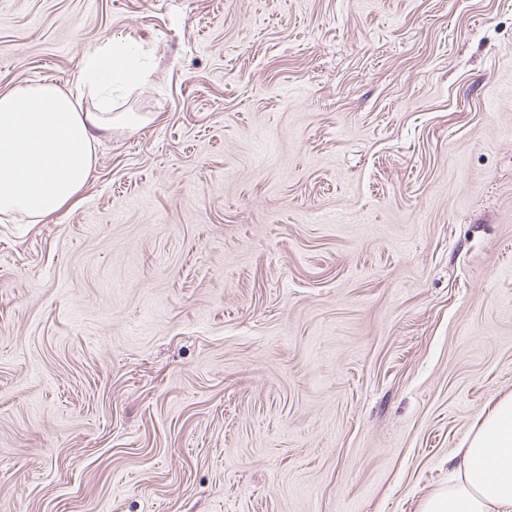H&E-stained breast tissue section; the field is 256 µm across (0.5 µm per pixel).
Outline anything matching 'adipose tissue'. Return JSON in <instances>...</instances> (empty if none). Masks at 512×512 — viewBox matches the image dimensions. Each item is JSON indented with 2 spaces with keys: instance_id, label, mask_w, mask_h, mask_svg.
<instances>
[{
  "instance_id": "1",
  "label": "adipose tissue",
  "mask_w": 512,
  "mask_h": 512,
  "mask_svg": "<svg viewBox=\"0 0 512 512\" xmlns=\"http://www.w3.org/2000/svg\"><path fill=\"white\" fill-rule=\"evenodd\" d=\"M128 50L105 42L88 55L69 89L22 85L0 93V222L39 224L83 188L101 138L143 121L114 109L115 90L145 80ZM447 487L420 512H512V394L499 399L458 448Z\"/></svg>"
}]
</instances>
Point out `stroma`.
Masks as SVG:
<instances>
[{"label": "stroma", "mask_w": 512, "mask_h": 512, "mask_svg": "<svg viewBox=\"0 0 512 512\" xmlns=\"http://www.w3.org/2000/svg\"><path fill=\"white\" fill-rule=\"evenodd\" d=\"M152 75L0 223V512H420L512 393V0H0V93Z\"/></svg>", "instance_id": "obj_1"}]
</instances>
